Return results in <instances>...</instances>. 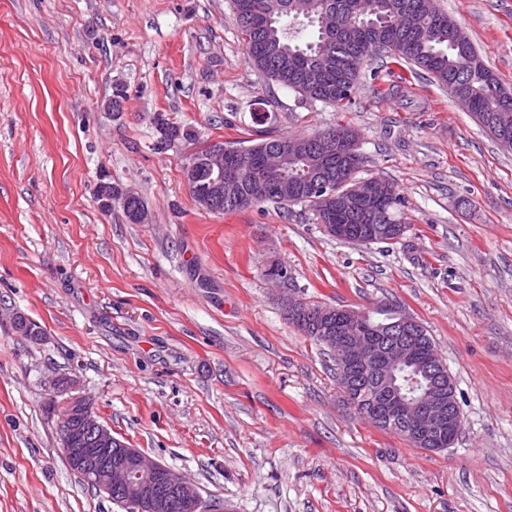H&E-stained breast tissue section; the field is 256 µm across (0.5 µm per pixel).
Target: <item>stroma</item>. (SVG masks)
Returning <instances> with one entry per match:
<instances>
[{"label": "stroma", "mask_w": 512, "mask_h": 512, "mask_svg": "<svg viewBox=\"0 0 512 512\" xmlns=\"http://www.w3.org/2000/svg\"><path fill=\"white\" fill-rule=\"evenodd\" d=\"M438 3L512 88V0ZM398 73L364 66L339 113L248 63L231 0H0V512H125L68 466L51 375L213 512H512V151L426 75L390 94ZM257 109L279 133L354 127L358 176L396 185L404 236L338 241L301 205L200 210L190 156L258 139ZM159 113L190 139L158 148ZM104 176L147 223L99 210ZM273 263L305 299L426 326L464 416L452 447L344 402ZM395 306L396 304L383 302L368 311H364V323L372 327H381L394 322L397 319Z\"/></svg>", "instance_id": "1"}]
</instances>
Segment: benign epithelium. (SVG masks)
Instances as JSON below:
<instances>
[{"label": "benign epithelium", "mask_w": 512, "mask_h": 512, "mask_svg": "<svg viewBox=\"0 0 512 512\" xmlns=\"http://www.w3.org/2000/svg\"><path fill=\"white\" fill-rule=\"evenodd\" d=\"M354 138L352 132L327 129L316 138L287 140L260 155L248 148L213 143L201 160H192L187 165L191 175L205 174V183L195 189V202L201 209L211 210L224 198L225 182L243 175L258 176L269 191L286 197L291 194L290 182L279 177L277 169L288 155L315 150L328 155L348 149ZM347 183L355 201L370 203L382 197V183L375 177L350 178ZM99 186L98 208L109 213L115 208L112 186L104 181ZM330 228L349 242L371 241L368 234L354 231L346 224H332ZM398 316L401 320L386 335L379 336L362 324L359 312L326 307L319 313L325 320V336L321 341L332 353L337 349L344 351V363L337 376L344 393L370 373L380 377L384 389L389 390L396 369L416 364L425 368L433 376L435 388L428 391L424 400L414 402L389 396L382 409L371 410L367 415L382 424L393 423L404 429L415 448L442 451L454 444L463 427V417L454 401L453 379L441 371L442 358L437 350L424 351L418 337V321L402 309L398 310ZM59 416L60 440L73 469L108 495L114 490L122 492L126 512H144L148 505L165 508L169 498L180 502L186 512H208L195 487L179 475L168 474L160 462L135 448L112 455L114 437L105 426L95 429L93 447H78L79 437L70 427V420L93 421V412L84 397L71 396L59 409Z\"/></svg>", "instance_id": "7a95c632"}]
</instances>
